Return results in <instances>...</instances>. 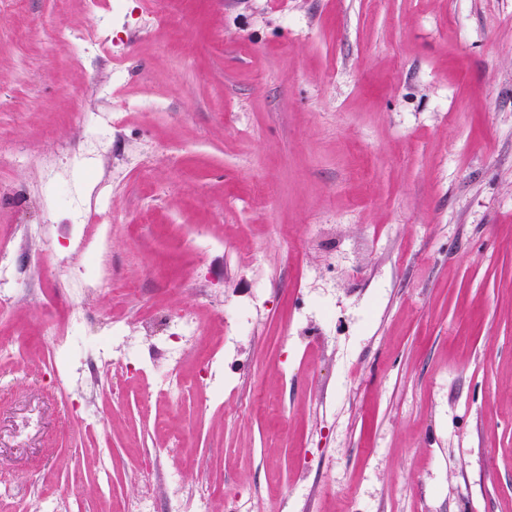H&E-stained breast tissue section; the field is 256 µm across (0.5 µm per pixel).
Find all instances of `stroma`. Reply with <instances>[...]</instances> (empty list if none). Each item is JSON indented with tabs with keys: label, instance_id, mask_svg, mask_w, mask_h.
Masks as SVG:
<instances>
[{
	"label": "stroma",
	"instance_id": "35a3bbf8",
	"mask_svg": "<svg viewBox=\"0 0 512 512\" xmlns=\"http://www.w3.org/2000/svg\"><path fill=\"white\" fill-rule=\"evenodd\" d=\"M0 99V245L42 224L47 255L0 320V512H121L157 448L216 512H512V0H0ZM107 152L130 320L194 310L211 345L263 304L222 407L193 354L173 400L160 367L83 413L49 385L62 197L95 199L68 157Z\"/></svg>",
	"mask_w": 512,
	"mask_h": 512
}]
</instances>
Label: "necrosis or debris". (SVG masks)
Here are the masks:
<instances>
[{"mask_svg":"<svg viewBox=\"0 0 512 512\" xmlns=\"http://www.w3.org/2000/svg\"><path fill=\"white\" fill-rule=\"evenodd\" d=\"M99 220L94 224L78 225L70 240V248L79 254L86 270L82 275L59 281L58 286L66 295L61 318L48 322L47 333L51 338L50 380L61 394L73 396L85 388L98 386L104 367L121 371L136 370L145 373L148 363L156 362L168 367L161 391L178 397L180 382L177 371L185 357L197 347L202 326L195 312L181 311L174 315L173 323L161 327L156 312L149 311L139 319V336H126L125 319L121 310H113L106 317L101 334L80 359H72L71 343L67 334L69 325L89 319L85 300L92 293L108 292L115 288L112 267L109 263L111 244V197H101L97 202ZM44 227L40 224H22L18 236L22 242L19 252L0 249V304L8 301L27 277L40 272L44 259L30 249V242L41 237ZM147 344L149 359H142L139 346ZM161 458H154L151 466L155 473L152 482L145 485L136 497L126 500L123 512H211V493L208 488L198 489L192 498H185L173 490L161 471Z\"/></svg>","mask_w":512,"mask_h":512,"instance_id":"obj_1","label":"necrosis or debris"}]
</instances>
